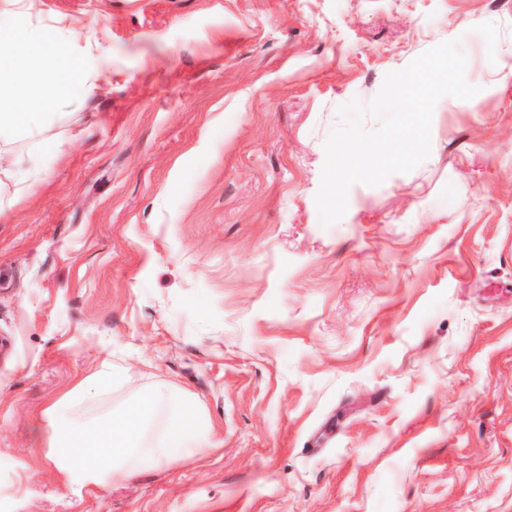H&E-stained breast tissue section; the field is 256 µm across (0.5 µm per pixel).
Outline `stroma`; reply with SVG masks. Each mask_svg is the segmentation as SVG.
Here are the masks:
<instances>
[{
    "label": "stroma",
    "instance_id": "obj_1",
    "mask_svg": "<svg viewBox=\"0 0 512 512\" xmlns=\"http://www.w3.org/2000/svg\"><path fill=\"white\" fill-rule=\"evenodd\" d=\"M109 49L0 172V512H512V0H0ZM457 39L431 154L315 202L337 109ZM111 354L221 447L64 483L42 412Z\"/></svg>",
    "mask_w": 512,
    "mask_h": 512
}]
</instances>
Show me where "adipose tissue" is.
I'll return each mask as SVG.
<instances>
[{"instance_id": "ef3b65f1", "label": "adipose tissue", "mask_w": 512, "mask_h": 512, "mask_svg": "<svg viewBox=\"0 0 512 512\" xmlns=\"http://www.w3.org/2000/svg\"><path fill=\"white\" fill-rule=\"evenodd\" d=\"M68 73L69 63L58 45L32 30H13L8 48L0 51V91L12 93L21 109L0 113V162L6 167H14L19 159L4 150V143L39 131L43 111L58 100ZM121 380L111 358H103L94 372L43 412L47 455L69 483L109 485L168 463L180 453L216 447L215 427L201 406L177 396L163 381L111 417L93 424L77 422L79 411Z\"/></svg>"}]
</instances>
